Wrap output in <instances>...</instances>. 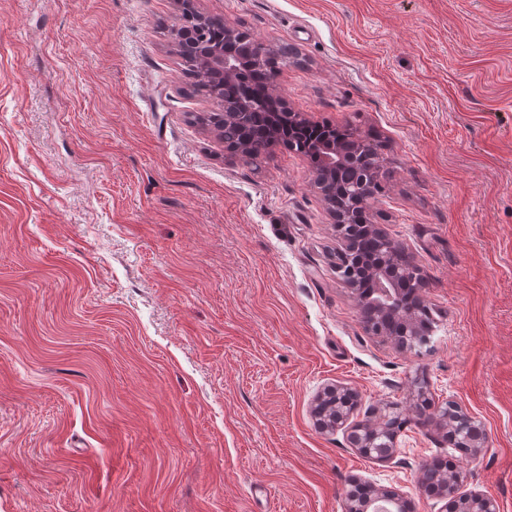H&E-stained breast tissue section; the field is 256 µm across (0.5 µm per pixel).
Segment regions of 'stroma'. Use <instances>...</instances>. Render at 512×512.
<instances>
[{"mask_svg":"<svg viewBox=\"0 0 512 512\" xmlns=\"http://www.w3.org/2000/svg\"><path fill=\"white\" fill-rule=\"evenodd\" d=\"M290 48L292 111L378 144L370 222L426 282L430 351L367 331L306 157L227 153L176 0H0V512H410L436 458L512 512V0H195ZM397 407L389 461L320 431ZM426 391L474 417L478 457ZM357 396L351 389L328 386L318 393L312 414L318 428L324 432L345 428L356 408ZM358 485H352L346 493V512H386L398 511L401 507L400 500L396 492L384 489L369 487V494L361 497L357 491ZM384 503H390L392 507H385Z\"/></svg>","mask_w":512,"mask_h":512,"instance_id":"obj_1","label":"stroma"}]
</instances>
